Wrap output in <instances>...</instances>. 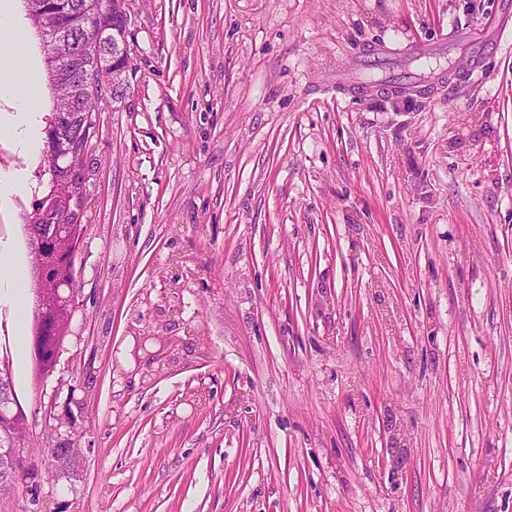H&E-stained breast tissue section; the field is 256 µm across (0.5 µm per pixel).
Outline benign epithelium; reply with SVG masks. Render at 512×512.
I'll return each instance as SVG.
<instances>
[{
    "mask_svg": "<svg viewBox=\"0 0 512 512\" xmlns=\"http://www.w3.org/2000/svg\"><path fill=\"white\" fill-rule=\"evenodd\" d=\"M33 12L43 20L45 44L57 55L58 66L52 89L67 87V99L56 101L57 112L45 128L42 156L51 172L48 192L33 199L38 212L46 217L51 231L34 234L29 261L38 276L40 290V329L29 338V355L50 364L56 362L60 343L58 330L63 319H72L76 307L75 285L63 275L70 261L76 258V235L82 225L70 215L81 208L86 198V182L90 163L91 138L75 142L62 138L58 129L77 120L94 133L97 114L88 112L83 104L93 99L101 102L119 96L129 88L132 48L130 28L112 31L103 27L106 8L96 7L71 23H60L62 0H29ZM95 33L98 62H88L75 47L74 28ZM26 436V414L3 396L0 398V443L13 463H18L20 448Z\"/></svg>",
    "mask_w": 512,
    "mask_h": 512,
    "instance_id": "7a95c632",
    "label": "benign epithelium"
}]
</instances>
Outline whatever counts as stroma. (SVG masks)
<instances>
[{"label":"stroma","mask_w":512,"mask_h":512,"mask_svg":"<svg viewBox=\"0 0 512 512\" xmlns=\"http://www.w3.org/2000/svg\"><path fill=\"white\" fill-rule=\"evenodd\" d=\"M499 2L124 0L69 333L34 384L8 349L0 512H512V37L359 68ZM141 336L179 345L149 387ZM3 372V374H2ZM3 395V396H2ZM2 396V397H1ZM6 396V397H5ZM11 396L17 402L15 379L12 371L0 369V483H13L17 477V463L20 448L24 447L26 436V414L21 412L16 404L7 397ZM1 445H6L4 454ZM11 459L13 464L9 461ZM16 466V467H15ZM10 485L0 484V492L6 491Z\"/></svg>","instance_id":"stroma-1"}]
</instances>
